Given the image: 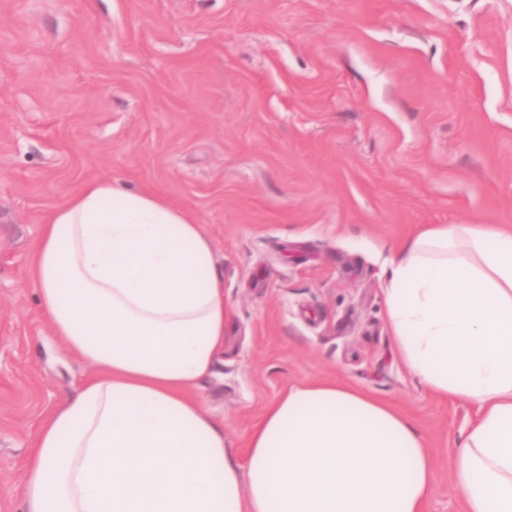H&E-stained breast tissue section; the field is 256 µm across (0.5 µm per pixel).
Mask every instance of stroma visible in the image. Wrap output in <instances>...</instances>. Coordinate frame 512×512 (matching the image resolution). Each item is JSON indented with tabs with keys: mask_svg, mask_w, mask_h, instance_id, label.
Wrapping results in <instances>:
<instances>
[{
	"mask_svg": "<svg viewBox=\"0 0 512 512\" xmlns=\"http://www.w3.org/2000/svg\"><path fill=\"white\" fill-rule=\"evenodd\" d=\"M101 178L213 240L224 352L194 393L234 460L289 387L332 379L411 420L437 461L425 512H461L475 409L409 372L383 289L430 225H512V0H0V512L91 373L29 259Z\"/></svg>",
	"mask_w": 512,
	"mask_h": 512,
	"instance_id": "1",
	"label": "stroma"
}]
</instances>
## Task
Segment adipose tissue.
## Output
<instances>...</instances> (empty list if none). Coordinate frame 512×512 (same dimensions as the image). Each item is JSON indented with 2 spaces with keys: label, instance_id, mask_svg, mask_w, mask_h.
I'll list each match as a JSON object with an SVG mask.
<instances>
[{
  "label": "adipose tissue",
  "instance_id": "obj_1",
  "mask_svg": "<svg viewBox=\"0 0 512 512\" xmlns=\"http://www.w3.org/2000/svg\"><path fill=\"white\" fill-rule=\"evenodd\" d=\"M46 321L93 367L31 437L23 512H423L433 452L402 413L317 381L288 388L243 463L192 390L224 350V278L203 225L164 196L93 180L32 259ZM405 365L476 408L450 472L463 512H512V227L434 224L392 262Z\"/></svg>",
  "mask_w": 512,
  "mask_h": 512
}]
</instances>
